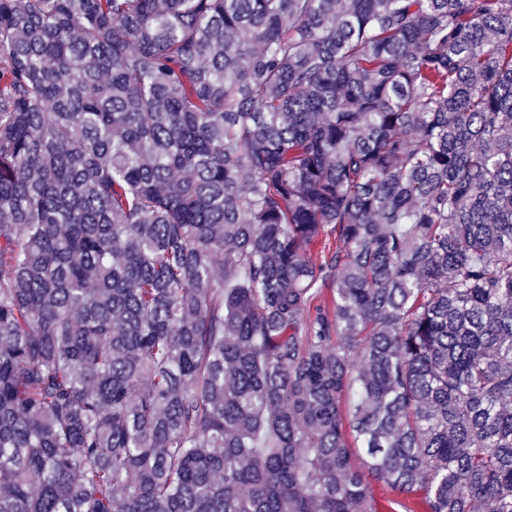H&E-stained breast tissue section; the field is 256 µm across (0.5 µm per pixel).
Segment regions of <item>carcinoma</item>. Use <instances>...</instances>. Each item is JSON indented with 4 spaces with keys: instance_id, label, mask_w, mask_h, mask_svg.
<instances>
[{
    "instance_id": "1",
    "label": "carcinoma",
    "mask_w": 512,
    "mask_h": 512,
    "mask_svg": "<svg viewBox=\"0 0 512 512\" xmlns=\"http://www.w3.org/2000/svg\"><path fill=\"white\" fill-rule=\"evenodd\" d=\"M0 512H512V0H0Z\"/></svg>"
}]
</instances>
